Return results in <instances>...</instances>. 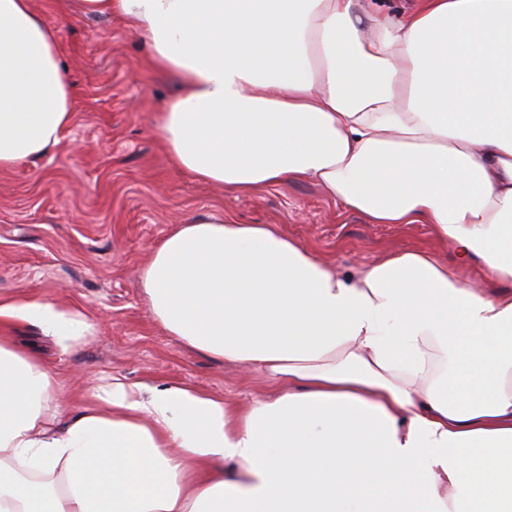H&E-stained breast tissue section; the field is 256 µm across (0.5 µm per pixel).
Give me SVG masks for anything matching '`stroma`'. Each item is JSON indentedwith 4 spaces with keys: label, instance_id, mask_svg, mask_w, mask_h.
Returning a JSON list of instances; mask_svg holds the SVG:
<instances>
[{
    "label": "stroma",
    "instance_id": "stroma-1",
    "mask_svg": "<svg viewBox=\"0 0 512 512\" xmlns=\"http://www.w3.org/2000/svg\"><path fill=\"white\" fill-rule=\"evenodd\" d=\"M34 2L58 31L74 116L59 147L0 170V336L54 367L60 424L112 375L236 403L272 394L259 373L188 347L147 308L142 265L173 224L210 215L276 224L343 275L432 246L430 225L368 223L311 182L236 196L176 170L153 119L179 77L149 70L147 45L119 18L82 15L77 0ZM32 301L74 310L92 329L61 341L25 316Z\"/></svg>",
    "mask_w": 512,
    "mask_h": 512
}]
</instances>
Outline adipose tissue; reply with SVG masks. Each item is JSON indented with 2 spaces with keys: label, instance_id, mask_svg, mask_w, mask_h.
<instances>
[{
  "label": "adipose tissue",
  "instance_id": "adipose-tissue-1",
  "mask_svg": "<svg viewBox=\"0 0 512 512\" xmlns=\"http://www.w3.org/2000/svg\"><path fill=\"white\" fill-rule=\"evenodd\" d=\"M181 80L172 164L238 193L311 181L424 249L343 276L272 224L190 218L149 255L146 303L272 397L111 378L57 428L55 377L0 337V512H512V0H81ZM73 118L56 29L0 0V170ZM30 316L66 341L79 313Z\"/></svg>",
  "mask_w": 512,
  "mask_h": 512
}]
</instances>
